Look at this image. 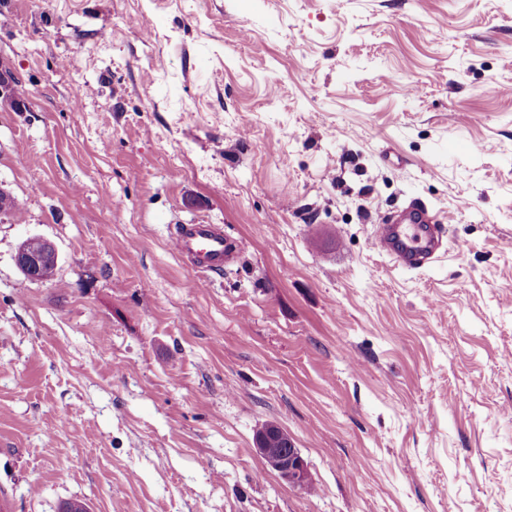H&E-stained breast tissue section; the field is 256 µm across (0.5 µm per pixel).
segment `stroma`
<instances>
[{"mask_svg": "<svg viewBox=\"0 0 512 512\" xmlns=\"http://www.w3.org/2000/svg\"><path fill=\"white\" fill-rule=\"evenodd\" d=\"M0 62L13 512H512V0H0ZM413 199L445 252L403 269L373 234ZM16 80L10 71L0 70V104L7 106L15 112H25L27 106L16 101L14 87ZM172 244L179 255L215 274L224 273L240 252V245L224 239V232L215 224H183L173 234ZM39 239L42 247L38 251L29 249V239ZM16 264L21 272L27 277L47 281L45 278L55 273L58 266V253L55 246L40 236H30L18 247ZM270 430L286 440L288 448L286 445H277L276 448H287V450L276 451L275 448H268L265 433L257 432L256 451L265 468L277 473L279 478L288 485L306 490L311 483L307 461L288 438V432L275 423H270Z\"/></svg>", "mask_w": 512, "mask_h": 512, "instance_id": "stroma-1", "label": "stroma"}]
</instances>
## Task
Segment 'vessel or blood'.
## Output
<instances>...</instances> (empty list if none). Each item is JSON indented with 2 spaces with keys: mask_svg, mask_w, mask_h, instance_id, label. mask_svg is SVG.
Here are the masks:
<instances>
[{
  "mask_svg": "<svg viewBox=\"0 0 512 512\" xmlns=\"http://www.w3.org/2000/svg\"><path fill=\"white\" fill-rule=\"evenodd\" d=\"M374 239L404 269L423 266L439 248L435 218L424 203L416 200L402 210L400 219L377 224ZM172 244L179 255L215 274L223 273L240 251L213 224L181 225L172 237Z\"/></svg>",
  "mask_w": 512,
  "mask_h": 512,
  "instance_id": "1",
  "label": "vessel or blood"
}]
</instances>
